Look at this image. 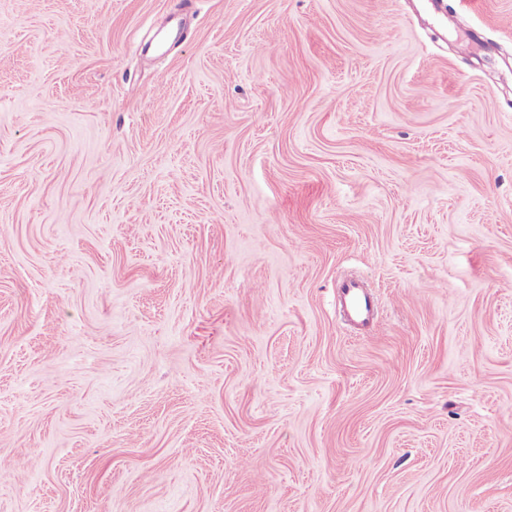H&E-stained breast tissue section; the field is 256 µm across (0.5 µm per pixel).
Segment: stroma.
<instances>
[{
    "label": "stroma",
    "instance_id": "1",
    "mask_svg": "<svg viewBox=\"0 0 512 512\" xmlns=\"http://www.w3.org/2000/svg\"><path fill=\"white\" fill-rule=\"evenodd\" d=\"M0 459V512H512V0H0ZM338 297L345 315L354 325L364 327L373 321L376 305L361 282H344Z\"/></svg>",
    "mask_w": 512,
    "mask_h": 512
}]
</instances>
